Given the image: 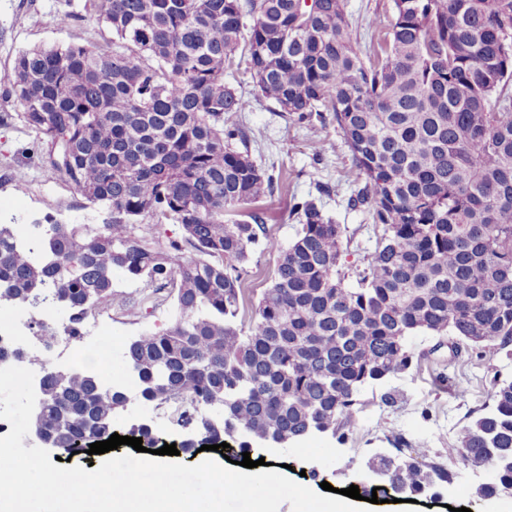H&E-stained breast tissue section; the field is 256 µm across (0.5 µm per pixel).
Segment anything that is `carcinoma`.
<instances>
[{
  "label": "carcinoma",
  "instance_id": "1",
  "mask_svg": "<svg viewBox=\"0 0 512 512\" xmlns=\"http://www.w3.org/2000/svg\"><path fill=\"white\" fill-rule=\"evenodd\" d=\"M110 36L34 47L3 80L48 168L104 224H0V297L31 289L68 314L112 305L117 274L171 286L176 318L127 345L141 398L177 402L204 442L240 452L273 437L294 445L353 421L361 390L405 374L419 336L453 356L512 359V0H392L363 28L347 0H83ZM240 58L255 96L289 122L328 124L348 147L349 206L368 210L372 246L344 269L352 238L312 200L287 245L261 213L226 220L283 184L250 156L224 83ZM153 217L179 225L163 244ZM277 254L271 285L240 318L252 247ZM38 425L81 454L125 411L99 373L49 369ZM412 450L393 482L418 493L454 473ZM448 457L488 472L476 493L512 487V379Z\"/></svg>",
  "mask_w": 512,
  "mask_h": 512
}]
</instances>
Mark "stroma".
<instances>
[{
  "label": "stroma",
  "mask_w": 512,
  "mask_h": 512,
  "mask_svg": "<svg viewBox=\"0 0 512 512\" xmlns=\"http://www.w3.org/2000/svg\"><path fill=\"white\" fill-rule=\"evenodd\" d=\"M81 0H0V78L14 58L24 50L42 45L93 43L106 36L105 27L82 16L68 27H61L58 16ZM226 83L250 100L242 122L250 136L252 159L268 172L283 173L286 181L273 196L257 202L270 232L282 243L295 237L298 221L289 214L291 198L314 200L324 213L347 229L369 221L368 214L350 208L346 172L350 153L334 126L311 129L286 122L271 102L253 97V84L243 66L232 64L224 72ZM330 193H322V186ZM105 209L89 205L60 176L43 166L41 150L20 123L0 125V223L30 224L54 221L60 224H102ZM277 257L253 247L247 263L248 292L241 316L250 317L261 293L271 283ZM148 283L119 275L112 281L116 299L112 305V357L103 361L92 351L77 349L76 364L112 376L121 374V355L127 342L146 331L170 325L175 308L168 289H161L149 301L140 295ZM435 338L418 337L414 349L419 357L403 377L374 385L360 398V411L352 424L336 435H318L295 448H260L251 459H265L272 471L289 465L293 481L319 490L321 482L345 489L358 471L378 454L397 455L395 436H402L408 447L427 448L438 463H451L457 472L453 484L441 485L438 496H418L413 503H379L372 512H449L469 508L470 512H512V497L487 500L476 489L486 473L461 461H449L445 450L454 445L465 423L467 411L487 403L493 377H512V360L504 355H488L477 360L461 355L449 360L447 349H436ZM448 360L440 369V360ZM446 371L447 382H440L439 371ZM397 397L394 405L381 404L386 392Z\"/></svg>",
  "instance_id": "1"
}]
</instances>
